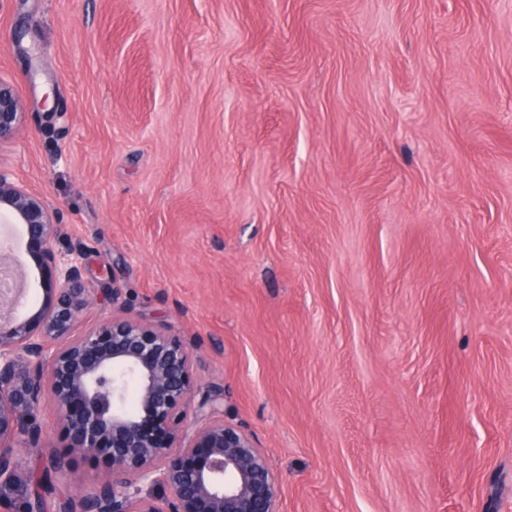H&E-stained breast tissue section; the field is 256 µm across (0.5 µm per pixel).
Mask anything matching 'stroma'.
I'll return each mask as SVG.
<instances>
[{
  "label": "stroma",
  "mask_w": 512,
  "mask_h": 512,
  "mask_svg": "<svg viewBox=\"0 0 512 512\" xmlns=\"http://www.w3.org/2000/svg\"><path fill=\"white\" fill-rule=\"evenodd\" d=\"M0 74L78 328L180 336L279 512H512V0H0Z\"/></svg>",
  "instance_id": "1"
}]
</instances>
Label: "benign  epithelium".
I'll return each mask as SVG.
<instances>
[{"label":"benign epithelium","instance_id":"1","mask_svg":"<svg viewBox=\"0 0 512 512\" xmlns=\"http://www.w3.org/2000/svg\"><path fill=\"white\" fill-rule=\"evenodd\" d=\"M24 112L0 74V147L17 142ZM0 222L20 224L48 277L46 299L28 313L25 288L0 290V490L22 484V464L43 453L40 410L53 400L68 441L50 453L43 480L16 512H47L51 474L72 457L99 460L104 473L77 485L55 512H278L280 486L252 438L217 417L220 393L195 383L190 352L169 330L120 311L80 334L73 327L96 298L84 250L59 251L54 208L0 165ZM20 256L0 241V269ZM136 385V410L126 408Z\"/></svg>","mask_w":512,"mask_h":512}]
</instances>
